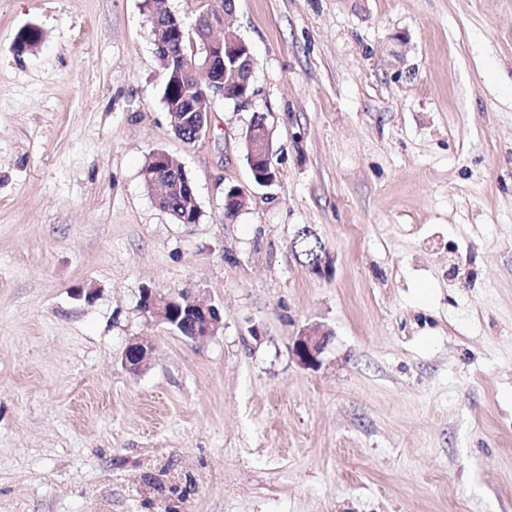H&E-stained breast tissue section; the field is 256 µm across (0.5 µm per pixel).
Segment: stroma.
Wrapping results in <instances>:
<instances>
[{"mask_svg": "<svg viewBox=\"0 0 512 512\" xmlns=\"http://www.w3.org/2000/svg\"><path fill=\"white\" fill-rule=\"evenodd\" d=\"M227 21L256 95L189 145L142 0H0V512H512V0H235ZM155 150L198 223L146 189ZM145 288L224 325L192 342ZM267 116L263 113H254L252 121L244 135V144L247 150L246 160L252 174L257 176V187H268L275 183L276 172L259 170L261 163L270 168L271 164V138L267 125ZM249 191L239 186H231L224 190V213L233 217L246 209ZM184 306L188 313H195L202 321L196 324L192 334L195 318L185 316L180 322V335L188 336L195 343H203L223 327L224 319L219 307L208 300L191 299L184 291L163 293L148 288L143 291L140 298V309L158 324L172 331L178 322L176 316L183 313ZM327 335L316 329H305L294 340L292 352L304 367H313L327 344ZM151 359V347L144 340L131 339L125 346L122 355V366L132 372L139 373L147 368Z\"/></svg>", "mask_w": 512, "mask_h": 512, "instance_id": "stroma-1", "label": "stroma"}]
</instances>
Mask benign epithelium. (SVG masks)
Returning <instances> with one entry per match:
<instances>
[{
    "instance_id": "1",
    "label": "benign epithelium",
    "mask_w": 512,
    "mask_h": 512,
    "mask_svg": "<svg viewBox=\"0 0 512 512\" xmlns=\"http://www.w3.org/2000/svg\"><path fill=\"white\" fill-rule=\"evenodd\" d=\"M223 1L228 3L227 7L203 10L197 16L193 27L187 30L175 14H160L155 10L153 0H147L150 6L147 19L156 54L172 56L186 38L192 45H200V48L193 49L192 55L184 57L180 70L166 73L168 83L190 71L208 76L206 87L192 104V124L188 130L178 131L179 139L191 143L207 134L215 98L225 97L242 106L248 104L255 94L252 77L256 60L245 48V42L234 32H226L222 37L215 35V32L224 29L226 12L234 11V0H218L220 3ZM244 144L248 167L257 176L258 186L268 187L274 184L276 173L270 170L263 173L259 170L260 164H271L272 146L265 114L254 113L244 135ZM248 200V190L231 186L224 190V212L236 216L246 209ZM140 309L170 330L177 325L178 314L185 310L195 313L201 318L194 333L189 336L195 343L207 341L223 327V316L219 307L208 300L192 299L183 291L163 293L148 288L140 298ZM326 344V334L316 329H305L295 338L292 352L300 365L312 367L318 362ZM150 359V345L135 338L125 346L122 366L132 373H139L147 368Z\"/></svg>"
}]
</instances>
